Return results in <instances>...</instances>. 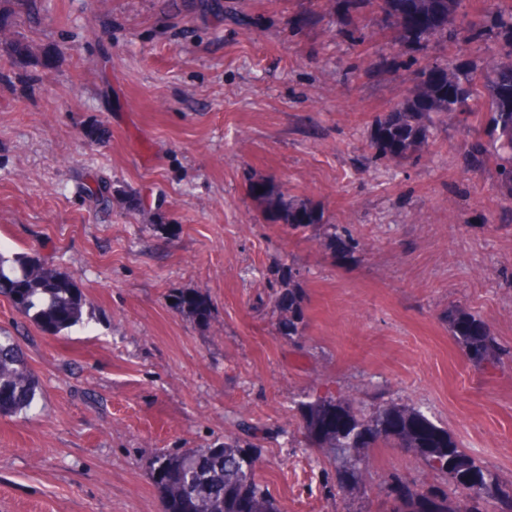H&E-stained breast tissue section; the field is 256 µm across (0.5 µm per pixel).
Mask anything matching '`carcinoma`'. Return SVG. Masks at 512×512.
Masks as SVG:
<instances>
[{
    "label": "carcinoma",
    "mask_w": 512,
    "mask_h": 512,
    "mask_svg": "<svg viewBox=\"0 0 512 512\" xmlns=\"http://www.w3.org/2000/svg\"><path fill=\"white\" fill-rule=\"evenodd\" d=\"M399 32L417 46L448 31L458 22L456 39L470 42L481 35L480 21L464 8V0H369ZM411 83L407 97L374 121L370 147L377 157L398 164L427 153L440 128L460 120L473 99L475 77L468 71L423 64L416 57L394 66ZM465 88L451 100L442 85ZM487 112L478 127L487 139L470 152L473 167L493 162L499 196L512 200V60L492 61L479 91ZM250 193L270 224L305 232L323 223V212L304 195L284 192L268 181L250 184ZM351 237L332 234L329 249L343 255L356 249ZM278 333L301 335L304 292L294 280L293 267L276 282ZM0 296L45 333L58 336L82 322L83 293L76 281L29 254L0 253ZM173 306L198 322L211 316L210 302L199 292L173 296ZM448 330L465 356L484 353L498 358L499 346L488 325L461 306L448 309ZM38 379L17 341L0 331V416L31 408ZM303 429L313 447L324 451L338 481L330 494H358L366 488L368 449L392 446L420 458L448 488H412L393 474L383 491L398 512H512V482L479 466L460 448L448 430L437 426L419 408L379 399L370 405L358 399L318 397L301 403ZM242 438L226 439L218 447L177 448L158 456L151 479L163 512H281L275 499L256 479L262 449L255 443L257 426L238 420Z\"/></svg>",
    "instance_id": "cac0c4a2"
}]
</instances>
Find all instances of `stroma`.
I'll list each match as a JSON object with an SVG mask.
<instances>
[{"label": "stroma", "mask_w": 512, "mask_h": 512, "mask_svg": "<svg viewBox=\"0 0 512 512\" xmlns=\"http://www.w3.org/2000/svg\"><path fill=\"white\" fill-rule=\"evenodd\" d=\"M221 2L217 17L196 0L173 13L41 0L33 24L0 0V252L39 256L85 297L60 337L0 297V329L39 379L30 410L0 416V512H162L155 455L237 436L241 418L274 431L257 477L282 512H392L389 475L436 482L420 459L372 448L367 494L329 495L336 472L300 411L328 391L420 407L512 479V201L493 165H467L478 121L398 164L368 146L407 93L393 61L420 52L479 72L512 57L496 0H465L486 19L476 44L436 35L420 49L369 4ZM262 180L309 197L323 226L267 223L248 193ZM99 184L135 206L95 204ZM334 231L358 249L332 253ZM288 264L304 290L299 347L276 331L274 273ZM181 291L209 299L208 323L170 305ZM453 305L489 326L499 363L467 361Z\"/></svg>", "instance_id": "stroma-1"}]
</instances>
